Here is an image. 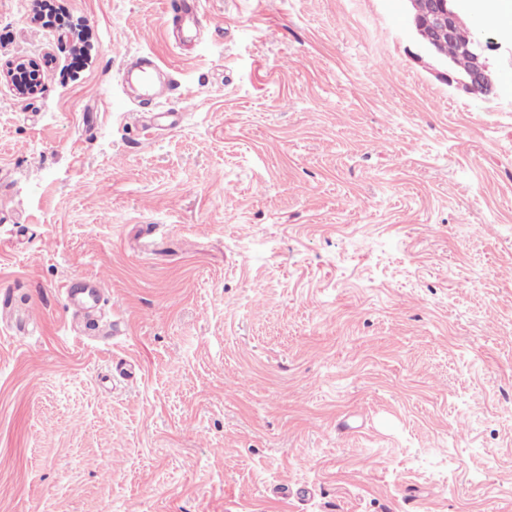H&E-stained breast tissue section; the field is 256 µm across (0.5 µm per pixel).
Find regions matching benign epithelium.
Segmentation results:
<instances>
[{
	"instance_id": "7a95c632",
	"label": "benign epithelium",
	"mask_w": 512,
	"mask_h": 512,
	"mask_svg": "<svg viewBox=\"0 0 512 512\" xmlns=\"http://www.w3.org/2000/svg\"><path fill=\"white\" fill-rule=\"evenodd\" d=\"M410 33L420 50L443 68L450 86H459L476 97H489L501 88V68L494 38L469 32L461 25V0H403ZM456 55L448 54V45Z\"/></svg>"
}]
</instances>
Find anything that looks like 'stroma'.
Wrapping results in <instances>:
<instances>
[{"mask_svg": "<svg viewBox=\"0 0 512 512\" xmlns=\"http://www.w3.org/2000/svg\"><path fill=\"white\" fill-rule=\"evenodd\" d=\"M40 3L0 0V512H512V97L400 0L180 43L169 0Z\"/></svg>", "mask_w": 512, "mask_h": 512, "instance_id": "1", "label": "stroma"}]
</instances>
